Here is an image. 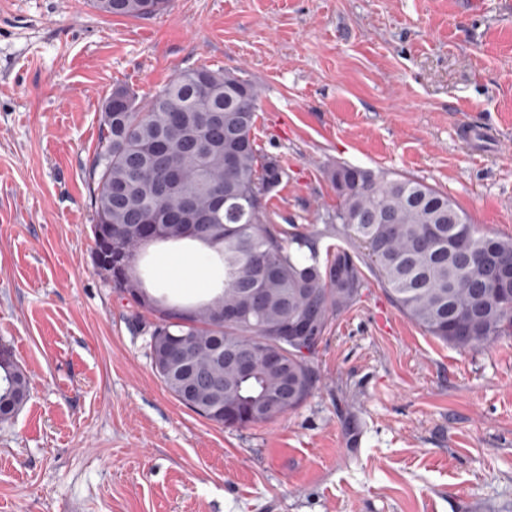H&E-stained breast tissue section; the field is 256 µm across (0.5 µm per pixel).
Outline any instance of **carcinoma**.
<instances>
[{"label": "carcinoma", "instance_id": "cac0c4a2", "mask_svg": "<svg viewBox=\"0 0 512 512\" xmlns=\"http://www.w3.org/2000/svg\"><path fill=\"white\" fill-rule=\"evenodd\" d=\"M169 0H112L99 11L145 18ZM259 89L228 70L188 68L141 102L124 87L105 99L101 135L88 168L94 213V266L132 307L152 316L144 323L153 366L185 407L218 425L245 427L301 406L318 375L310 357L331 320L349 309L365 287L367 267L403 313L435 338L477 349L512 335V239L470 223L447 194L406 177L338 166L336 208L326 232L343 241L320 258L313 236L269 224V195L280 184L279 161L257 148L253 130ZM178 182L161 190L166 162ZM223 206L216 205V198ZM212 214L210 234L185 236L163 216L186 200ZM199 242L204 257L222 269V286L195 303L171 302L142 284L136 265L121 258L150 243ZM227 308L232 321L218 318ZM308 352H303L302 348ZM256 355L252 380L217 360L228 349ZM273 353L288 365L282 377L267 367ZM224 373L217 400L203 398L193 374ZM29 397V379L10 350L0 347V420ZM283 398L280 406L270 403Z\"/></svg>", "mask_w": 512, "mask_h": 512}]
</instances>
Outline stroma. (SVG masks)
<instances>
[{
  "label": "stroma",
  "mask_w": 512,
  "mask_h": 512,
  "mask_svg": "<svg viewBox=\"0 0 512 512\" xmlns=\"http://www.w3.org/2000/svg\"><path fill=\"white\" fill-rule=\"evenodd\" d=\"M197 65L260 91L283 176L269 223L316 234L339 165L448 193L512 237V0H0V345L29 377L0 421V512H512V336L460 350L368 277L297 409L243 428L180 404L124 294L97 274L86 169L102 105ZM497 134L487 151L465 129ZM191 242L147 247L150 291L189 303ZM375 448L357 456L358 443ZM94 0V6L99 11L114 16L145 18L164 11L169 0H111L112 7L105 8Z\"/></svg>",
  "instance_id": "35a3bbf8"
}]
</instances>
